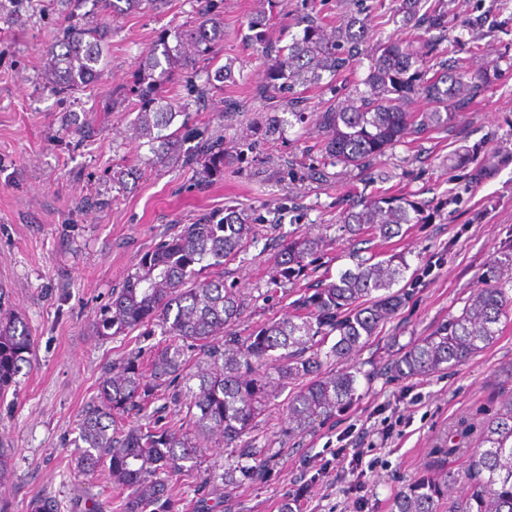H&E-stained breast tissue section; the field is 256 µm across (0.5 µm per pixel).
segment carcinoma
I'll list each match as a JSON object with an SVG mask.
<instances>
[{
  "label": "carcinoma",
  "mask_w": 512,
  "mask_h": 512,
  "mask_svg": "<svg viewBox=\"0 0 512 512\" xmlns=\"http://www.w3.org/2000/svg\"><path fill=\"white\" fill-rule=\"evenodd\" d=\"M101 18L69 24L63 36L46 51V73L53 91L69 96L100 79L103 47L111 36L107 17L119 11H161L168 0H93ZM214 0L196 11L186 24L166 32L175 46H164L162 56L151 53L139 62L133 93L138 97L132 122L134 138L154 145L156 159L198 156L208 158L207 170L224 164V139L205 140L197 153L181 155L189 120V105L203 107L215 85L194 82L198 65L211 64L224 39V26ZM415 24L428 31L441 29L444 12L422 10V0H403ZM367 39V28L354 24L330 30L311 17L300 39L275 50L269 79L288 76L302 85L316 84L322 73H337L348 58L338 54L342 42L357 46ZM413 53L401 42L382 45L364 80L367 90L317 114L316 123L326 134L325 154L346 166L363 167L383 156L411 132L448 125L465 111L488 83V76L457 61L441 73L428 75L413 68ZM184 74L189 101L176 106L157 97L159 85L176 73ZM424 98L434 104L422 119H415L408 104ZM183 121L172 128L178 117ZM417 206L395 196L361 198L342 212L350 236L374 231L384 239L402 233ZM253 226L233 209L209 214L194 224H184L144 252L122 287L96 315L95 334L110 337L157 325L168 343L145 359L132 352L105 367L96 396L82 409L78 423L81 446L76 465L86 474L104 472L107 480L127 492L123 512H158L171 507L166 479L196 474L197 488L210 483L201 472L205 442L215 440L231 448L250 466L224 471V480L258 481L267 472L269 451L245 440L278 379L303 380L289 401L291 429L304 433L320 418L326 419L353 400L356 378L350 368L333 373L324 363L346 360L367 342L380 324L394 316L406 297L393 286L409 269L397 253L373 262L364 259L356 270L340 274L335 282L307 288L294 302V313L270 321L247 336L233 327L243 309V299L224 284V263L254 239ZM321 239H293L275 261L274 282L298 281L307 276L306 258L318 251ZM512 306V255L490 262L485 287L430 335L407 347L393 362L401 378L426 377L449 365L456 366L492 343L502 317ZM336 342L324 350L331 334ZM33 337L24 320L0 312V397L16 386L23 367L29 365ZM205 367L187 370L191 353ZM197 380L196 386L188 385ZM185 387L184 421L159 415L145 422L118 426L125 415L140 413L165 398L180 402L176 389ZM467 495L448 505V512H512V391L501 394L498 409L482 427L477 447L466 449ZM448 495V479L428 477L401 491L394 512H438Z\"/></svg>",
  "instance_id": "1"
}]
</instances>
